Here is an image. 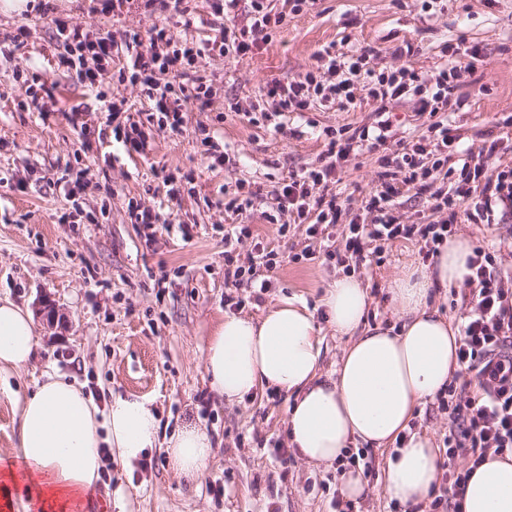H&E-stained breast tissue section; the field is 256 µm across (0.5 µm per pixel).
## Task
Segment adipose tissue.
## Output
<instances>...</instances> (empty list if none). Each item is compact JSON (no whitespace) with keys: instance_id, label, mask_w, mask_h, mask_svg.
<instances>
[{"instance_id":"obj_1","label":"adipose tissue","mask_w":512,"mask_h":512,"mask_svg":"<svg viewBox=\"0 0 512 512\" xmlns=\"http://www.w3.org/2000/svg\"><path fill=\"white\" fill-rule=\"evenodd\" d=\"M472 254L464 237L448 239L432 265L403 269L388 285L400 327L368 326L371 300L348 274L325 288L321 304L337 335L350 342L332 373L321 371V340L312 313L285 298L262 317L230 314L203 350L211 387L227 403L262 388L293 396L286 435L299 457L330 466L349 448H390L383 469L388 500L403 507L426 502L439 475L436 448L411 431L417 407L447 388L459 364L458 329L429 302L433 288L463 282ZM38 346L31 314L0 301V369H22ZM160 419L141 397H111L98 410L80 387L50 374L26 396L20 413L18 458L0 468V512H81L100 477L101 449L125 464L164 443L179 477L200 481L213 457L208 429L188 423L160 440ZM464 512H512V455L487 452L468 479Z\"/></svg>"}]
</instances>
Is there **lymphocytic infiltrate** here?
<instances>
[{"instance_id":"lymphocytic-infiltrate-1","label":"lymphocytic infiltrate","mask_w":512,"mask_h":512,"mask_svg":"<svg viewBox=\"0 0 512 512\" xmlns=\"http://www.w3.org/2000/svg\"><path fill=\"white\" fill-rule=\"evenodd\" d=\"M211 8L226 21L213 38L179 44L169 26L154 27L147 46L136 52L130 67L118 70L119 79L143 86L160 132L181 133L187 105L209 107L208 90L197 70L199 59L214 50L237 57L253 53L271 41L287 19V13L274 9L272 0H212ZM241 15L246 18L242 24L237 21ZM53 24L67 51L65 65L76 69L85 88H94L105 63L112 60L111 33L58 18ZM443 52L448 57L446 64L429 77L405 66L378 71L369 67L368 52L349 57L327 48L318 54V66L297 79L263 86L264 96L275 101L280 113L309 112L320 100L336 99L350 106L360 91L376 106V126L326 130L322 165L291 173L275 194L277 214L293 216L295 223L306 225L312 235L320 225L338 223L342 215L343 204L336 192L337 162L362 154L366 144L385 145L391 126L389 104L416 98L418 112L428 118L417 141L384 156L378 184L362 202L363 211L372 214V222L350 220L344 250L324 247L326 259L341 263L346 255L362 256L367 241L389 244L399 239L422 242L426 256L432 257L439 245L456 233L459 218L492 224L497 216H512V167L491 171L480 162H452L459 139L445 114L463 106L457 93L460 78L474 73L481 53L461 38L446 44ZM404 190L432 200L441 220L420 226L399 223L394 210ZM247 241L261 254L266 267L274 268L275 251L254 238L249 226L241 225L224 235V278L262 292L267 281L257 280L252 269L233 261L238 245ZM467 266L464 284L472 308L457 349L466 378L449 383L437 398L454 424L447 439L449 466L444 474L451 491L435 497L433 506L438 512H463L469 472L455 466L457 456L478 459L490 450L512 454V270L498 266L482 246L474 248Z\"/></svg>"}]
</instances>
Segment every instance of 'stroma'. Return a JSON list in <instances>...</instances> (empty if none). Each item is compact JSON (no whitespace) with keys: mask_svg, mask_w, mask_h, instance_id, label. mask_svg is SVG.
<instances>
[{"mask_svg":"<svg viewBox=\"0 0 512 512\" xmlns=\"http://www.w3.org/2000/svg\"><path fill=\"white\" fill-rule=\"evenodd\" d=\"M57 16L93 31L111 32L116 46L100 85L107 100L125 101L132 120L148 116L140 84L118 81L116 72L131 54L127 37L147 39L168 18L161 0H126L118 15L101 12L96 0H53ZM288 21L260 50L233 60L211 52L199 73L211 89L212 105L187 107L181 134L154 135L147 155L127 153L115 141L101 101L80 84L75 70L61 62L66 50L53 27L38 13L0 15V299L34 309L50 297L54 321L36 317L38 347L23 371L0 370V463L14 461L20 424L19 401L44 373H57L82 385L95 403L109 394H135L151 400L160 432L189 422L207 427L214 457L201 483L169 470L163 449L148 452L132 465L106 460L85 512H329L338 485L335 468L309 465L296 452L276 459L275 443L285 441V395L257 393L244 405L224 403L211 388L201 349L230 308L226 296L242 298L240 313L261 316L280 298L306 303L321 329L322 370L336 368L350 339L327 323L320 298L345 269H354L372 297L368 325L393 326L398 319L386 288L403 264L418 259L417 241L386 246L381 263L351 260L349 265L305 259L318 248L305 225L282 215L286 232L269 223L262 210L235 215L216 202L234 194L239 183L273 200L290 173L320 165L324 128L374 125L375 106L358 96L355 108L332 104L302 119L283 117V132L252 123L249 113L259 89L271 81L288 82L316 62L319 50L335 45L355 54L366 50L370 64L382 68L404 63L427 76L444 64L443 45L465 35L479 45L483 62L463 76L458 90L465 101L449 113L460 148L479 157L486 135H501L512 115V0H317L293 13L287 0H273ZM26 37H18L19 26ZM411 43L414 53L397 60L394 49ZM46 80L47 118L20 107L15 70ZM82 109L90 128L82 148L68 117ZM391 135L386 150L402 138L420 136L426 118L411 101L390 104ZM213 137L229 155L212 166L201 141ZM383 151L364 152L337 165L340 189L353 207L376 186ZM93 182L66 197L84 168ZM181 179L180 201L170 200L162 174ZM142 200L160 212L166 227L132 223L128 203ZM80 211L79 223L64 221ZM248 225L278 254L279 267H257L269 279L261 300L250 289L224 280V229ZM459 236L472 246L489 242L496 261L512 268V221L471 224L460 221Z\"/></svg>","mask_w":512,"mask_h":512,"instance_id":"stroma-1","label":"stroma"}]
</instances>
